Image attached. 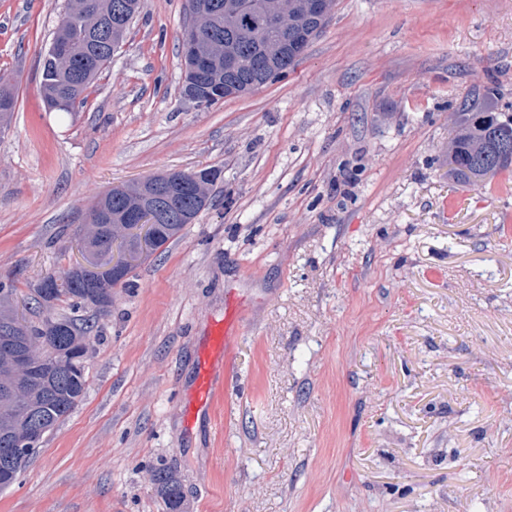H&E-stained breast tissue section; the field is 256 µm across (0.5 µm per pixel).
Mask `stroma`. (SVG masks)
I'll use <instances>...</instances> for the list:
<instances>
[{
  "label": "stroma",
  "mask_w": 512,
  "mask_h": 512,
  "mask_svg": "<svg viewBox=\"0 0 512 512\" xmlns=\"http://www.w3.org/2000/svg\"><path fill=\"white\" fill-rule=\"evenodd\" d=\"M68 0H0V281L26 299L80 258L116 186L220 170L212 206L114 288L79 406L0 512H512V167L457 177L474 87L512 113V0H337L285 76L182 95L185 0H148L85 92L43 106ZM222 393L188 421L214 325ZM153 481L160 486L166 499L168 511L181 512L183 496L178 481L161 469L154 472Z\"/></svg>",
  "instance_id": "1"
}]
</instances>
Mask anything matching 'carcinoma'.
Returning a JSON list of instances; mask_svg holds the SVG:
<instances>
[{"instance_id": "1", "label": "carcinoma", "mask_w": 512, "mask_h": 512, "mask_svg": "<svg viewBox=\"0 0 512 512\" xmlns=\"http://www.w3.org/2000/svg\"><path fill=\"white\" fill-rule=\"evenodd\" d=\"M127 0H74L55 32L43 57L44 103L56 98L67 101L65 111H76V104L96 75L112 61L135 14L128 13L121 29L113 27L116 5ZM209 10L199 19L202 37L200 52L207 60L198 80L211 86L202 105L210 107L224 97L249 89L252 84L266 85L282 77L299 58L300 47L316 37L317 21L312 18L309 0H249L239 9L240 0H204ZM281 12L288 19L289 38H284L272 24L271 14ZM234 58L239 68L229 74L224 61ZM495 88L482 90L484 107L475 100L461 101L455 122L457 135L450 150V163L457 175L482 178L509 167L499 155L512 151V113L493 111ZM16 106L12 85L0 83V127L5 129ZM140 185L114 189L100 197L97 205L105 212L103 224H85L82 232L83 258L104 268L112 263L111 241L128 240L124 226L127 208L134 202ZM196 198L176 200L169 211L160 237L172 240L184 229L181 215L189 209H201ZM49 294L42 286L34 289L33 301L46 315L11 336L3 326L17 323L13 295L15 289L0 281V462L8 463L11 475L0 470V479L14 483L32 456L30 449L82 400L86 388L81 346H89L93 325L77 316L57 317L51 313L55 302L66 298L76 310H86V296L112 289L65 272L49 276ZM28 358L24 366L15 365V354ZM153 481L165 496L168 512H181V487L163 470L153 474Z\"/></svg>"}]
</instances>
